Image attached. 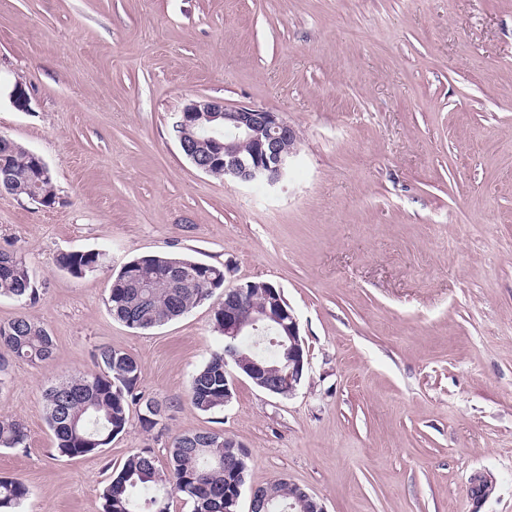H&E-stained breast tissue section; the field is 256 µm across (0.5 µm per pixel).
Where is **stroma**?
<instances>
[{
    "instance_id": "stroma-1",
    "label": "stroma",
    "mask_w": 512,
    "mask_h": 512,
    "mask_svg": "<svg viewBox=\"0 0 512 512\" xmlns=\"http://www.w3.org/2000/svg\"><path fill=\"white\" fill-rule=\"evenodd\" d=\"M197 97L291 124L286 179L198 170L173 132ZM0 136L46 161L62 199L0 192V249L38 290L1 298L0 322L28 315L55 345L0 388V418L28 433L0 448L21 512H102L130 454L165 466L196 430L245 447L247 485L287 478L326 512H512V0H0ZM73 251L102 268L73 277L56 263ZM164 253L282 291L308 358L294 395L240 374L222 410L188 402L222 345L223 289L149 330L108 303L125 263ZM102 348L138 360L163 430L134 404L101 452L62 456L44 392ZM478 471L496 482L480 506Z\"/></svg>"
}]
</instances>
